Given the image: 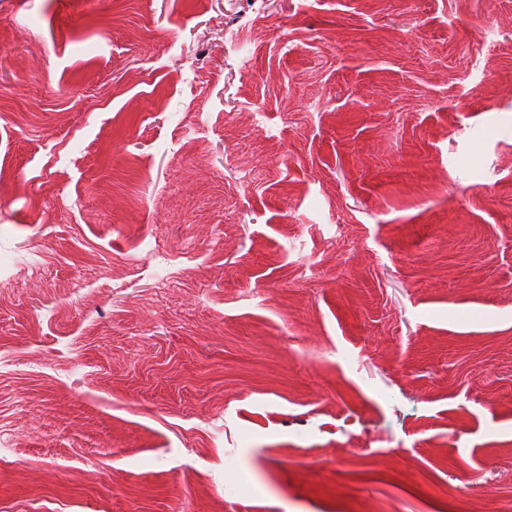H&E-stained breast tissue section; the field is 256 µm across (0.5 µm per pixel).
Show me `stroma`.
<instances>
[{"label":"stroma","instance_id":"1","mask_svg":"<svg viewBox=\"0 0 512 512\" xmlns=\"http://www.w3.org/2000/svg\"><path fill=\"white\" fill-rule=\"evenodd\" d=\"M454 498L512 512V0H0V512Z\"/></svg>","mask_w":512,"mask_h":512}]
</instances>
